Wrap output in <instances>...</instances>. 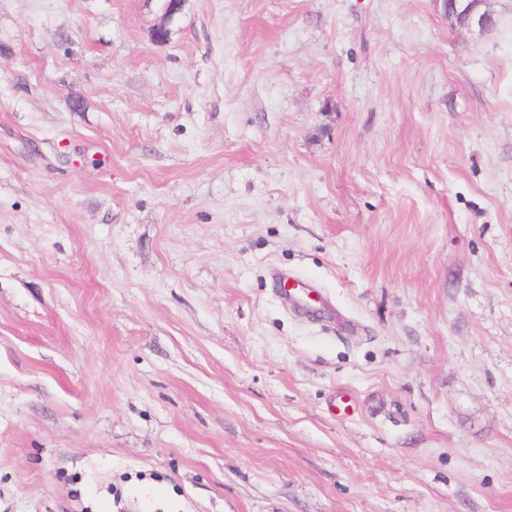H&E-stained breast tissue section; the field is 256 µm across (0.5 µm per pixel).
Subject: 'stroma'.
I'll return each mask as SVG.
<instances>
[{"label": "stroma", "mask_w": 512, "mask_h": 512, "mask_svg": "<svg viewBox=\"0 0 512 512\" xmlns=\"http://www.w3.org/2000/svg\"><path fill=\"white\" fill-rule=\"evenodd\" d=\"M486 7L0 0V512H512ZM441 4L444 13L455 24L468 29L477 27L483 31L489 29L493 23V17L487 10H481L484 0H437Z\"/></svg>", "instance_id": "1"}]
</instances>
